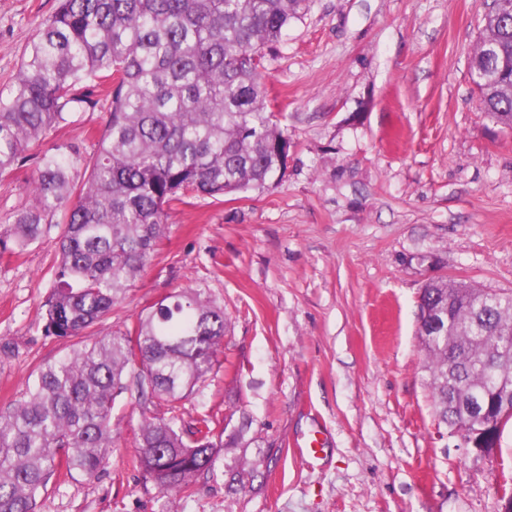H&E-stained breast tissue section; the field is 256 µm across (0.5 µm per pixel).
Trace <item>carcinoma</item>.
I'll list each match as a JSON object with an SVG mask.
<instances>
[{
    "label": "carcinoma",
    "mask_w": 512,
    "mask_h": 512,
    "mask_svg": "<svg viewBox=\"0 0 512 512\" xmlns=\"http://www.w3.org/2000/svg\"><path fill=\"white\" fill-rule=\"evenodd\" d=\"M306 0H58L39 24L11 93L0 96V176L106 88L109 117L91 155L43 152L31 202L0 228V255L53 225L57 259L43 304L45 333L79 341L39 368L0 411V512H36L60 467L91 477L119 438L117 395L135 381L171 416L142 415L137 465L163 492L209 472L224 431L202 415L178 424L176 404L219 366L224 309L193 288L164 296L131 326H99L164 237L174 203L265 188L287 140L262 81L264 49ZM512 0L484 16L470 68L486 73L483 111L512 130ZM417 332L438 420L462 429L472 407L491 420L512 406V290L437 279L422 288ZM449 308L446 329L425 315Z\"/></svg>",
    "instance_id": "obj_1"
}]
</instances>
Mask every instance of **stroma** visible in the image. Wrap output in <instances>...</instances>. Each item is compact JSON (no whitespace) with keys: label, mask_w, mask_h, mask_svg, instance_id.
<instances>
[{"label":"stroma","mask_w":512,"mask_h":512,"mask_svg":"<svg viewBox=\"0 0 512 512\" xmlns=\"http://www.w3.org/2000/svg\"><path fill=\"white\" fill-rule=\"evenodd\" d=\"M266 48L265 82L288 138L261 190L176 205L166 235L104 327L198 289L223 307L222 364L184 399L224 431L212 471L162 493L135 463L156 400L112 407L120 438L91 477L61 472L37 512H502L512 421L497 447H460L432 413L417 300L432 279L512 289V132L469 75L485 0H307ZM57 0H0V94ZM43 150L92 153L104 93ZM34 160L0 177V224L30 203ZM56 232L0 256V410L72 339L40 319ZM319 434L325 451L296 449Z\"/></svg>","instance_id":"stroma-1"}]
</instances>
